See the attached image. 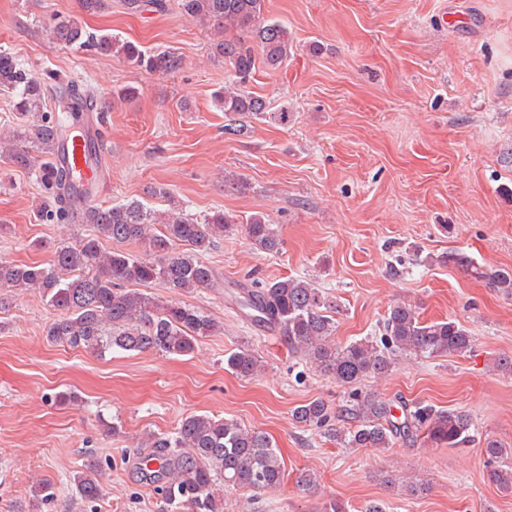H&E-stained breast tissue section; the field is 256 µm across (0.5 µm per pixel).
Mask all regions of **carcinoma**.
Listing matches in <instances>:
<instances>
[{"mask_svg": "<svg viewBox=\"0 0 512 512\" xmlns=\"http://www.w3.org/2000/svg\"><path fill=\"white\" fill-rule=\"evenodd\" d=\"M184 14L196 18L220 35L212 53L224 59L227 81L215 102L224 108V132L239 135L247 120L286 126L293 113L283 106L269 109L266 101L244 91L254 77L256 58L270 70L287 61L292 46L288 27L265 17V0H179ZM50 36L65 47H89L123 58L147 73L169 74L181 69L182 59L171 51L150 53L139 45L110 33L89 31L77 18L53 24ZM0 94L11 97L16 122L0 148L13 165L34 171L45 201L38 209L48 222L67 224L73 212L62 197L63 178L54 160L63 125L48 111V89L43 80L13 56L0 51ZM55 100L80 109L92 95L73 81L60 83ZM158 194L169 207L158 212L138 199L90 205L81 210L78 225L86 227L74 241L56 247L46 266L16 264L0 259V314L8 311L17 294L33 290L57 311L46 331L50 343L82 348L99 356L112 350H153L165 356H189L200 339L215 335L213 318L185 302L161 303L140 287L163 283L175 293L192 294L221 287L202 253L226 233L241 231L263 253L281 251L278 225L261 213L245 220L222 210L197 215L186 209L166 189ZM148 244V253L135 255L103 242ZM448 262L504 293L512 292V272L480 266L458 253ZM256 324L278 329L299 359L333 377L340 386H353L368 377L391 371L400 357L436 358L472 352L468 329L454 320L425 322L416 306L398 301L390 306L379 335L347 344L335 341L334 306L312 281L288 277L266 281L244 291L238 300ZM225 369L249 377L261 368V358L242 345L224 358ZM296 422L314 426L343 448H393L424 432L436 444L457 447L475 430L471 416L459 410L416 405L394 418L393 405L368 391H353L340 417L350 426H331V409L320 399L295 408ZM146 447L153 454L143 460L145 478L172 512H224V487L267 491L284 480L285 463L272 439L263 431L248 429L233 420L204 414L183 418L173 435L150 433ZM485 467L489 479L512 492V455L495 440L486 442ZM103 471L87 467L72 482L82 503L102 495ZM48 481L32 485L27 512L55 500Z\"/></svg>", "mask_w": 512, "mask_h": 512, "instance_id": "obj_1", "label": "carcinoma"}]
</instances>
